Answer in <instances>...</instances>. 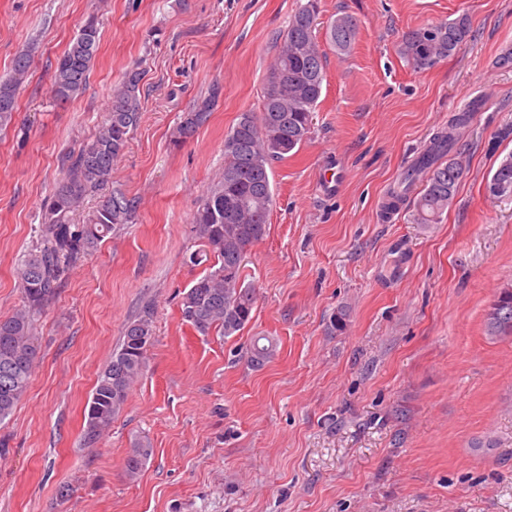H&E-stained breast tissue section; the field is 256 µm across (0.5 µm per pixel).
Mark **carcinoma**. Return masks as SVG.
I'll use <instances>...</instances> for the list:
<instances>
[{
  "instance_id": "carcinoma-1",
  "label": "carcinoma",
  "mask_w": 512,
  "mask_h": 512,
  "mask_svg": "<svg viewBox=\"0 0 512 512\" xmlns=\"http://www.w3.org/2000/svg\"><path fill=\"white\" fill-rule=\"evenodd\" d=\"M319 13V0H307L288 22L266 77L262 109L241 113L224 136L223 174L192 216L199 240L217 258L183 297V319L204 336L214 330L226 338L235 336L252 319L254 288L244 284L242 264L248 249L267 232L274 201L270 165L295 154L307 139L322 95L325 73L317 36ZM357 35L358 24L350 15L336 17L326 29V40L341 56L353 50ZM470 37V20L461 14L406 33L400 53L417 68H430L452 56ZM99 44L97 20L91 17L57 59L50 88L56 101L69 102L84 92ZM29 63V52H21L13 60L10 74L0 77L1 127L8 125L16 112L17 91ZM140 83L141 73L128 70L112 89L108 112L94 138L62 159L63 175L43 207L40 238L21 260L22 305L0 318V420L13 412L30 383L39 351L35 314L55 296L78 259L134 218L137 199L109 185L113 163L141 118ZM215 97L211 94L184 114L174 132L175 143L192 138L208 121ZM480 107L479 101L465 106L452 115L447 128L433 136L390 193V207L406 198L421 180L423 189L415 203L414 222L437 223L452 205L463 175L461 162L447 156L460 129ZM491 179L499 183L500 196L512 197V153L501 159ZM95 195L97 205L88 222L74 223L73 214ZM485 330L492 338L512 339V286L502 288L487 310ZM140 336L153 338L148 310L127 323L119 349L97 377L86 404L84 441L89 445L111 427L143 371L147 350L138 345ZM275 352L273 342H256L250 349V362L262 365ZM148 454L149 445L144 441L130 449L124 461L129 480L138 478Z\"/></svg>"
}]
</instances>
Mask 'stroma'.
<instances>
[{
  "label": "stroma",
  "instance_id": "obj_1",
  "mask_svg": "<svg viewBox=\"0 0 512 512\" xmlns=\"http://www.w3.org/2000/svg\"><path fill=\"white\" fill-rule=\"evenodd\" d=\"M305 0H0V75L31 67L0 129V316L21 303L20 260L38 238L61 158L98 130L138 69L141 119L112 183L136 218L84 255L37 316L27 392L0 421V512H512V340L484 319L512 284V199L485 184L512 152V0H320L359 32L321 42L311 132L273 162L275 198L242 276L255 287L239 335H201L184 294L213 264L191 216L224 168V136L259 111L276 38ZM468 14L457 52L419 69L403 34ZM100 47L86 91L55 102L57 57L88 17ZM220 96L174 144L182 114ZM482 98L453 152L463 176L440 223L392 215L390 187L433 135ZM336 176L333 187L325 174ZM153 311L143 374L97 443L84 410L128 322ZM345 311L343 329L333 326ZM256 336L277 343L252 367ZM151 454L137 480L123 462ZM326 40L341 56L348 55L354 48L358 35V24L350 15L337 16L326 29ZM149 454V445L144 441L137 442L131 448L124 461L126 477L134 481L138 478L146 463Z\"/></svg>",
  "mask_w": 512,
  "mask_h": 512
}]
</instances>
